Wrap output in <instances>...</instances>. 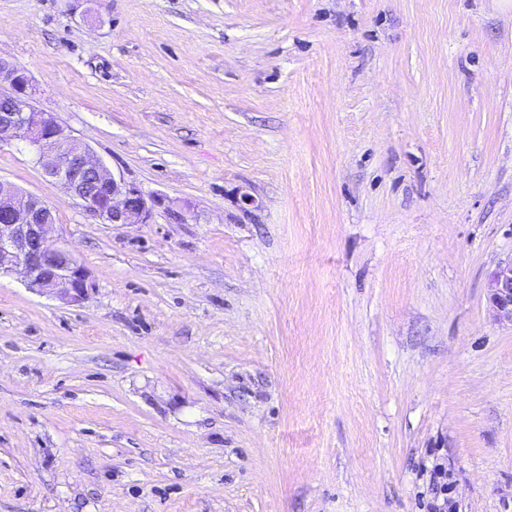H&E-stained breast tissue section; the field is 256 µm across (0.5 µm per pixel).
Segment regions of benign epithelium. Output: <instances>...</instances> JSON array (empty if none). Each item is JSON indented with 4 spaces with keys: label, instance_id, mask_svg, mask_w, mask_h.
<instances>
[{
    "label": "benign epithelium",
    "instance_id": "1",
    "mask_svg": "<svg viewBox=\"0 0 512 512\" xmlns=\"http://www.w3.org/2000/svg\"><path fill=\"white\" fill-rule=\"evenodd\" d=\"M12 92L0 94V142L19 141L33 152L46 175L103 224H147L155 209L170 207L159 194L115 176L85 143L45 112L31 106L33 86L26 73L0 56V80ZM55 209L0 180V277L21 272L29 287L71 303L81 302L89 275L65 244L52 245ZM489 308L495 321L512 326V260L489 276Z\"/></svg>",
    "mask_w": 512,
    "mask_h": 512
}]
</instances>
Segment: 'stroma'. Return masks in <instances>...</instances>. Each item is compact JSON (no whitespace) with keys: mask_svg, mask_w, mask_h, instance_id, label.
Here are the masks:
<instances>
[{"mask_svg":"<svg viewBox=\"0 0 512 512\" xmlns=\"http://www.w3.org/2000/svg\"><path fill=\"white\" fill-rule=\"evenodd\" d=\"M126 182L56 209L85 300L0 278V512H512V0H0ZM488 289L494 320L512 327V260L499 263L491 272ZM430 480L433 488L434 499H439L442 496V503L433 505L435 508L439 509V512L444 511L447 512L448 509L453 508V504L451 500L448 498V475L445 467L442 463H435L432 466Z\"/></svg>","mask_w":512,"mask_h":512,"instance_id":"stroma-1","label":"stroma"}]
</instances>
